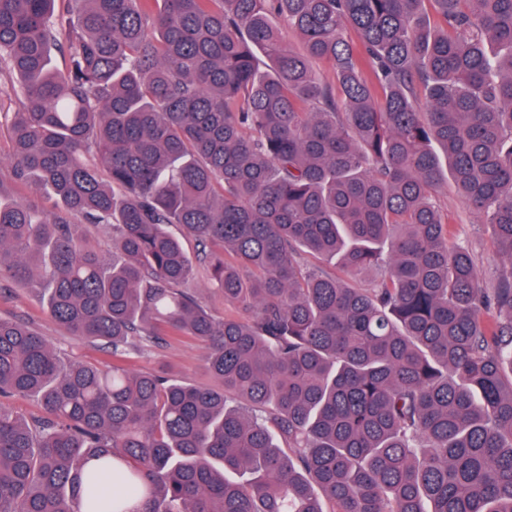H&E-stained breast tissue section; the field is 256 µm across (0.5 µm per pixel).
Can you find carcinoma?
Here are the masks:
<instances>
[{
  "label": "carcinoma",
  "instance_id": "carcinoma-1",
  "mask_svg": "<svg viewBox=\"0 0 512 512\" xmlns=\"http://www.w3.org/2000/svg\"><path fill=\"white\" fill-rule=\"evenodd\" d=\"M57 2L0 0V278L108 361L0 318V512H512V265L484 287L436 201L512 262V0ZM167 335L221 387L127 364ZM81 232L89 242V244L107 254L112 243V229L104 225L82 224ZM208 271L204 267H200L196 278L187 285L196 291L201 297L205 305L217 319H223L224 316L236 315L237 312L232 307L224 305V298L212 288H206L208 281Z\"/></svg>",
  "mask_w": 512,
  "mask_h": 512
}]
</instances>
